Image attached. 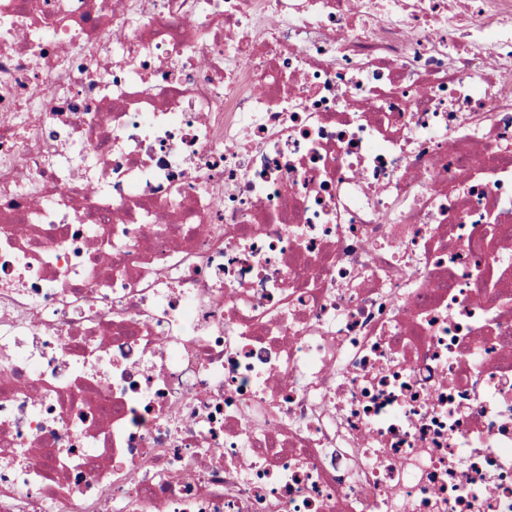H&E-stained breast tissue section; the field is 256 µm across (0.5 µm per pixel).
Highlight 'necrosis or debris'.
Listing matches in <instances>:
<instances>
[{"label": "necrosis or debris", "instance_id": "obj_1", "mask_svg": "<svg viewBox=\"0 0 512 512\" xmlns=\"http://www.w3.org/2000/svg\"><path fill=\"white\" fill-rule=\"evenodd\" d=\"M0 512H512V0H0Z\"/></svg>", "mask_w": 512, "mask_h": 512}]
</instances>
